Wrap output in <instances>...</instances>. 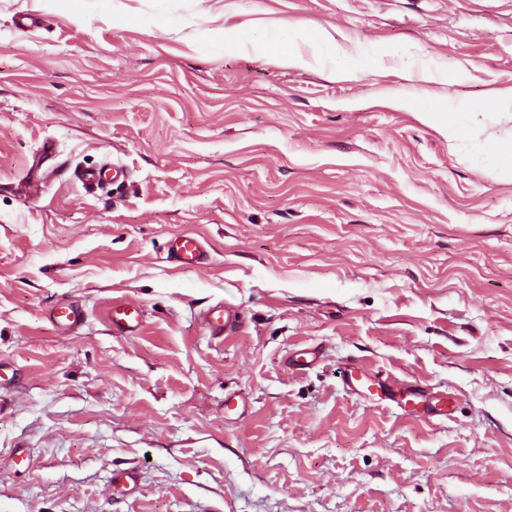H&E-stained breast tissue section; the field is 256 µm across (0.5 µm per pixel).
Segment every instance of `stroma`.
<instances>
[{
  "label": "stroma",
  "instance_id": "stroma-1",
  "mask_svg": "<svg viewBox=\"0 0 512 512\" xmlns=\"http://www.w3.org/2000/svg\"><path fill=\"white\" fill-rule=\"evenodd\" d=\"M115 2L0 0V512H512V177L486 149L512 120L485 109L512 0ZM277 20L356 78L200 36ZM461 102L465 140L424 116ZM183 232L205 269L169 261ZM112 328L123 333H136L141 325L143 313L140 306L122 300H113L108 310ZM48 322L54 330H74L83 320V313L78 307L61 305L49 313ZM203 323L213 339L224 341V338L234 334L240 323V316L234 306L219 304L206 311ZM394 389H398L400 392L404 391L405 397H417L412 387L407 384L397 385L376 378L371 379V385L367 388L368 394L376 398L379 402L383 400L395 401L392 397Z\"/></svg>",
  "mask_w": 512,
  "mask_h": 512
}]
</instances>
